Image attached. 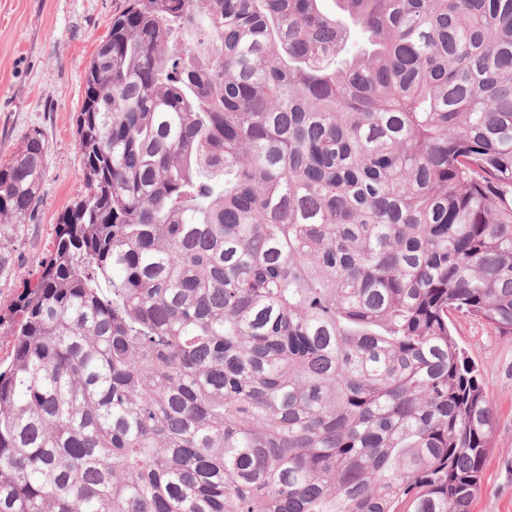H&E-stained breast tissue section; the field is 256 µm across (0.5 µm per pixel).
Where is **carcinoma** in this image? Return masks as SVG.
Listing matches in <instances>:
<instances>
[{"label": "carcinoma", "instance_id": "cac0c4a2", "mask_svg": "<svg viewBox=\"0 0 512 512\" xmlns=\"http://www.w3.org/2000/svg\"><path fill=\"white\" fill-rule=\"evenodd\" d=\"M126 0L9 320L0 512H471L512 334V0ZM47 146L0 166L31 224Z\"/></svg>", "mask_w": 512, "mask_h": 512}]
</instances>
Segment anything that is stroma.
Returning <instances> with one entry per match:
<instances>
[{
	"label": "stroma",
	"instance_id": "stroma-1",
	"mask_svg": "<svg viewBox=\"0 0 512 512\" xmlns=\"http://www.w3.org/2000/svg\"><path fill=\"white\" fill-rule=\"evenodd\" d=\"M124 0H0V165L32 131L47 144L42 203L34 223L0 236V315L52 247L59 220L86 193L77 147L84 76ZM452 331L476 366L495 414L493 449L472 512H512V335L452 315Z\"/></svg>",
	"mask_w": 512,
	"mask_h": 512
}]
</instances>
